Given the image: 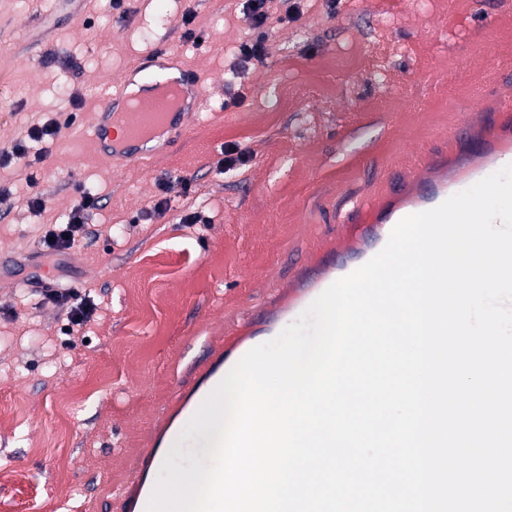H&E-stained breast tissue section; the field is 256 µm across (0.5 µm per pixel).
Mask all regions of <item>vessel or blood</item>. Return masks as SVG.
Returning <instances> with one entry per match:
<instances>
[{"instance_id":"obj_1","label":"vessel or blood","mask_w":512,"mask_h":512,"mask_svg":"<svg viewBox=\"0 0 512 512\" xmlns=\"http://www.w3.org/2000/svg\"><path fill=\"white\" fill-rule=\"evenodd\" d=\"M150 63L166 71V79L144 75L138 65L124 84L102 93L101 106L90 127L92 144L101 157L150 159L156 143L184 134L189 118L200 111L203 88L195 74L181 69L165 51L155 53ZM496 111L499 121L482 125L476 133L463 126L457 128L449 134L444 148L399 183L381 194L351 201L329 251L312 252L300 263L287 291L267 309L263 322H245L238 335L225 338L223 354L210 361L202 382L181 390L177 412L187 417L195 414L225 373L255 347L256 336L308 307L332 283L378 254L402 218L437 207L465 190L486 167L512 165V102L499 103ZM179 437L177 430L162 429L159 447L143 456L140 472L163 463L165 449L173 447Z\"/></svg>"}]
</instances>
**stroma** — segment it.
<instances>
[{
  "label": "stroma",
  "mask_w": 512,
  "mask_h": 512,
  "mask_svg": "<svg viewBox=\"0 0 512 512\" xmlns=\"http://www.w3.org/2000/svg\"><path fill=\"white\" fill-rule=\"evenodd\" d=\"M122 8L121 21L106 0H0V145L58 122L32 168L0 159V409L17 412L0 427V512H125L119 493L178 385L287 288L344 200L385 188L512 95V0H272L270 54L237 73L241 0ZM189 12L203 46L183 37ZM161 48L200 77V115L165 158L107 162L89 140L99 90ZM475 52L481 95L455 99L448 71ZM228 143L250 155L244 170L218 171ZM81 184L100 204L62 258L64 281L96 310L69 335L65 308L35 305L30 283ZM39 193L45 208H30ZM166 198L174 210L157 214ZM196 209L209 223H177Z\"/></svg>",
  "instance_id": "1"
}]
</instances>
